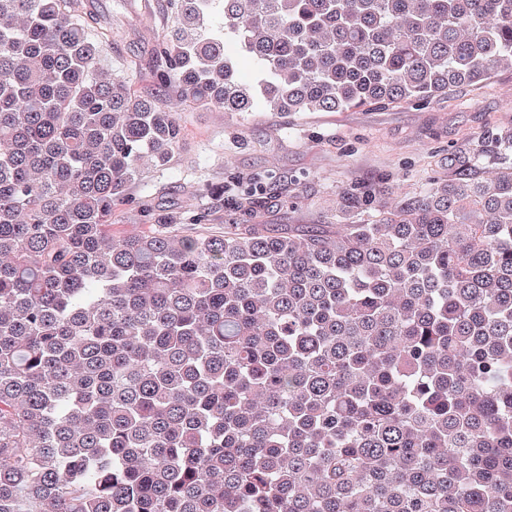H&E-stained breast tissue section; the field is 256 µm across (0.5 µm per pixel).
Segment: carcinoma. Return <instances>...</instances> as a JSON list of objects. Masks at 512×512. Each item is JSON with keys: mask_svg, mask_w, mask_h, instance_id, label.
Returning a JSON list of instances; mask_svg holds the SVG:
<instances>
[{"mask_svg": "<svg viewBox=\"0 0 512 512\" xmlns=\"http://www.w3.org/2000/svg\"><path fill=\"white\" fill-rule=\"evenodd\" d=\"M168 3L176 99L95 0H0V512H512V126L347 224H112L183 102L425 101L512 71V0Z\"/></svg>", "mask_w": 512, "mask_h": 512, "instance_id": "obj_1", "label": "carcinoma"}]
</instances>
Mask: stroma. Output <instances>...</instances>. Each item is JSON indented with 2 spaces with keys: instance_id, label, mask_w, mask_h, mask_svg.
Instances as JSON below:
<instances>
[{
  "instance_id": "35a3bbf8",
  "label": "stroma",
  "mask_w": 512,
  "mask_h": 512,
  "mask_svg": "<svg viewBox=\"0 0 512 512\" xmlns=\"http://www.w3.org/2000/svg\"><path fill=\"white\" fill-rule=\"evenodd\" d=\"M112 42L99 67L124 74L141 95L178 96L159 85L153 49L167 32V0H99ZM184 137L169 166L145 169L116 206L126 233L142 210L175 217L185 234L236 224L336 222L345 192L383 189L401 197L442 176L450 145L512 124V71L458 85L423 103L345 112H224L184 103ZM205 221H198V213Z\"/></svg>"
}]
</instances>
